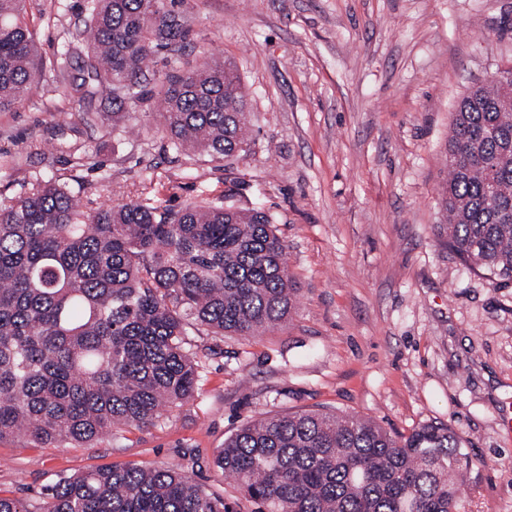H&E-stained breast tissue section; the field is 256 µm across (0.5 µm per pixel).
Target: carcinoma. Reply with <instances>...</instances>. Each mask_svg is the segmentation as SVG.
Masks as SVG:
<instances>
[{"instance_id":"cac0c4a2","label":"carcinoma","mask_w":512,"mask_h":512,"mask_svg":"<svg viewBox=\"0 0 512 512\" xmlns=\"http://www.w3.org/2000/svg\"><path fill=\"white\" fill-rule=\"evenodd\" d=\"M85 78L112 100V126L143 96L161 100L175 149L215 161L246 151L249 112L223 62L154 88L143 64L184 38L164 0H86ZM25 0H0V109L42 80ZM453 112L438 189L440 232L466 265L512 281V71ZM298 288L271 214L129 202L84 211L66 185L37 182L0 204V440L86 444L153 423L189 399V329L256 336L285 321ZM215 466L256 512H458L470 461L441 424L394 435L353 416L301 411L255 419ZM0 512H227L178 465L92 469L60 479L37 507L0 490Z\"/></svg>"}]
</instances>
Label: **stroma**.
<instances>
[{"instance_id": "stroma-1", "label": "stroma", "mask_w": 512, "mask_h": 512, "mask_svg": "<svg viewBox=\"0 0 512 512\" xmlns=\"http://www.w3.org/2000/svg\"><path fill=\"white\" fill-rule=\"evenodd\" d=\"M84 4L26 2L43 77L0 111V203L56 178L88 210L141 200L150 182L174 207L257 204L299 293L263 335L192 333L196 391L154 424L88 445L0 441V489L32 502L86 470L178 463L254 512L217 448L248 421L324 410L404 435L447 425L471 462L459 512H512V284L472 271L437 230L452 113L512 62V0H170L187 35L156 50L149 79L210 57L235 66L252 142L226 163L173 150L153 101L116 127L111 100L72 91L56 61L83 44Z\"/></svg>"}]
</instances>
